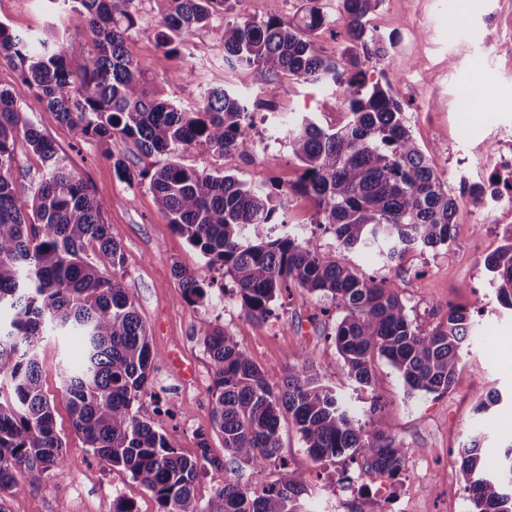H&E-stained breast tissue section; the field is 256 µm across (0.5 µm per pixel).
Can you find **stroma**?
<instances>
[{"instance_id":"1","label":"stroma","mask_w":512,"mask_h":512,"mask_svg":"<svg viewBox=\"0 0 512 512\" xmlns=\"http://www.w3.org/2000/svg\"><path fill=\"white\" fill-rule=\"evenodd\" d=\"M135 5L139 21L127 43L130 54L146 61L151 73L163 79L181 66L194 71L190 82L163 83L162 99L191 112L209 87L224 84L255 102L249 134L269 145L261 158L218 154L200 146L185 153L184 164L234 176L247 186L279 188L289 230L310 238L324 260L366 278L392 280L419 330H431L452 307L470 312L476 320V333L462 348L450 390L440 396L410 397L400 373L383 359L375 362V388L365 389L344 378L328 336L345 311L331 297L296 287L278 299L275 317L255 319L240 306L233 282L217 267L211 273L209 305L190 304L182 298L174 268L196 269L204 262L202 255L159 211L147 183L119 179L112 167L113 159L120 157L137 172L152 165L153 157L118 137L109 144L79 138L38 96L25 95L20 102L23 117L57 145L90 193L107 204L104 220L123 253L117 274L135 302L159 365L139 403L141 418L165 434L182 455L199 457L204 452L199 440L207 438L206 452L219 458L222 466H204L197 483L200 498H208L227 480L254 487L251 468L225 452L212 428V362L198 338L199 327L207 320L237 337L271 385H281L297 358H306L322 383L334 387L344 400L362 410L374 408L382 428L422 462L420 470H404L393 478L361 475L342 457L325 464L308 454L292 419L285 417L279 454L288 467L270 466L267 481L285 474L305 480L310 512H380L385 504L395 512H470L459 448L474 432H481L480 453L495 466L512 443V311L498 303L484 266L485 257L512 231L507 223L512 215L488 209L486 197L472 191L473 186L488 183L499 157L512 155V25L504 21L512 13V0H379L367 16L373 38L366 58L368 78L390 84L413 138L423 150L432 151L438 172L457 200L449 246L414 249L392 263L371 251L344 250L332 230L317 224L312 201L291 191L301 169L290 156L282 131L304 113L326 129L345 125L350 114L341 91L297 84L285 76L258 87L248 68L224 62L225 21L240 12L288 25L299 19L305 0H242L238 11L214 15L206 33L188 36L177 57L165 53L156 41L169 0H135ZM323 8L329 23L312 39L322 55L336 59L347 45L340 0H323ZM0 22L22 34L55 29L66 40L72 67L83 62L87 44L82 10L52 14L44 0H0ZM464 79L483 90L481 110L467 112L458 105L456 89ZM82 353L76 336L50 337L39 353L41 385L63 440L66 474H23L25 491L0 490V507L5 512H57L62 506L67 512H112L113 499L122 497L132 502L135 512H160L150 491L94 455L72 427L61 370L79 362ZM492 390L499 391L500 403L488 413H477L478 403Z\"/></svg>"}]
</instances>
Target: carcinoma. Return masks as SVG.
Masks as SVG:
<instances>
[{"label":"carcinoma","mask_w":512,"mask_h":512,"mask_svg":"<svg viewBox=\"0 0 512 512\" xmlns=\"http://www.w3.org/2000/svg\"><path fill=\"white\" fill-rule=\"evenodd\" d=\"M48 2L60 9L78 4L86 13L89 49L76 70L53 33L21 35L0 22V60L18 72L15 86H0V489L25 491L22 472L65 475L38 352L49 336L78 335L82 359L63 367L72 425L94 454L151 491L160 512H308L306 489L288 476L259 494L226 482L207 500L198 498L199 460L176 452L139 418L136 404L157 358L122 278L105 273L123 263L121 246L103 221L106 204L89 193L55 144L22 118L21 97L36 94L81 138L118 135L144 155L162 157L154 171L139 176L149 180L169 224L205 259L193 272L175 266L182 298L192 304L210 300L215 265L232 278L242 308L255 318L271 315L277 296L292 286L329 295L345 310L332 335L344 377L373 388L374 360L384 358L409 394L450 389L475 320L451 308L430 331H419L391 281L327 262L311 241L287 230L280 195L183 165L182 154L197 146L248 154L252 112L246 99L222 84L209 88L193 112L160 99L148 64L127 49L137 26L134 0ZM227 2L171 0L158 25V45L179 54L184 39L205 31ZM306 2L301 18L288 26L241 14L224 24V61L249 67L254 84L285 75L294 83L343 87L351 114L345 126L325 129L309 114L288 126L290 154L302 167L293 191L313 200L317 223L332 229L345 249H375L394 262L414 248L449 245L456 198L405 125L402 104L380 84H369L354 52L365 42L366 17L379 0H342L353 46L338 61L321 55L311 39L328 22L321 0ZM20 137L45 170L28 193L13 177ZM484 265L498 302L512 310V232ZM199 334L212 360L214 431L224 450L256 477L272 461L287 468L278 456L285 413L315 459L333 462L349 450L368 473L400 471L402 446L374 419L361 421L307 361L292 366L283 385L274 387L237 337L207 321ZM481 440L476 433L459 450L470 512H512V445L499 472L489 475Z\"/></svg>","instance_id":"obj_1"}]
</instances>
